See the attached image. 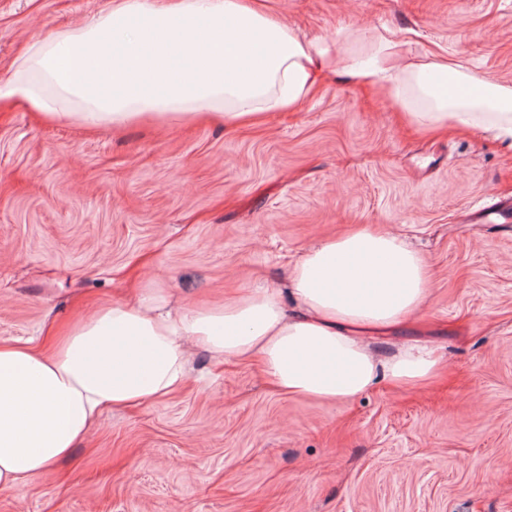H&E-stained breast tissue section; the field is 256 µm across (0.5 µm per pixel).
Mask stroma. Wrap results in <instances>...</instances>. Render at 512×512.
<instances>
[{
	"label": "stroma",
	"mask_w": 512,
	"mask_h": 512,
	"mask_svg": "<svg viewBox=\"0 0 512 512\" xmlns=\"http://www.w3.org/2000/svg\"><path fill=\"white\" fill-rule=\"evenodd\" d=\"M107 0H0V80L19 46L75 29ZM300 33L415 30L512 85V0H270ZM512 146L483 130L429 136L376 93L333 80L264 126L128 128L0 118V341L41 339L124 288L218 306L286 288L289 261L357 225L424 256L428 305L380 353L429 347L440 371L346 403L288 397L259 371L192 352L185 389L105 413L71 457L0 512H512Z\"/></svg>",
	"instance_id": "35a3bbf8"
}]
</instances>
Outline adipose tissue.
<instances>
[{
    "label": "adipose tissue",
    "mask_w": 512,
    "mask_h": 512,
    "mask_svg": "<svg viewBox=\"0 0 512 512\" xmlns=\"http://www.w3.org/2000/svg\"><path fill=\"white\" fill-rule=\"evenodd\" d=\"M392 30L363 41L299 34L264 0H111L83 27L19 51L0 82V112L87 131L108 125L261 124L301 109L340 77L378 91L425 130L482 129L512 144V86L477 82L447 57L408 61ZM79 102L71 111L70 102ZM288 312L273 290L190 308L160 288L93 310L51 353L0 345V490L21 488L83 441L104 410L148 405L179 391L190 350L253 361L280 393L344 403L381 380L431 377V352L382 359L366 335L395 330L431 294L425 258L382 229H354L308 249L291 266Z\"/></svg>",
    "instance_id": "1"
}]
</instances>
